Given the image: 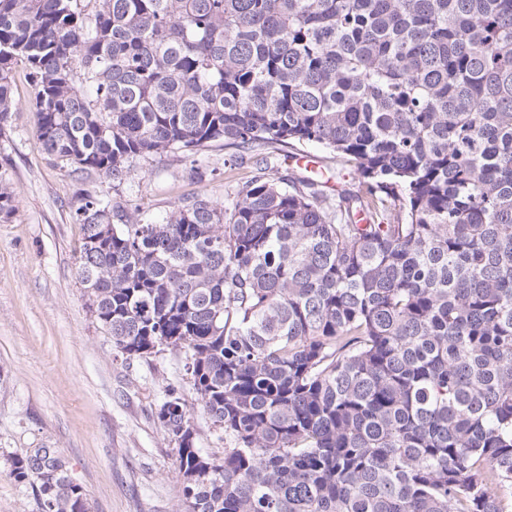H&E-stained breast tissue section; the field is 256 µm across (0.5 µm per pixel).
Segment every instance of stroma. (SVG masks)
I'll list each match as a JSON object with an SVG mask.
<instances>
[{
    "label": "stroma",
    "mask_w": 512,
    "mask_h": 512,
    "mask_svg": "<svg viewBox=\"0 0 512 512\" xmlns=\"http://www.w3.org/2000/svg\"><path fill=\"white\" fill-rule=\"evenodd\" d=\"M13 108L0 131V181L14 212L0 221V512H38L31 488L8 475L11 457L59 449L89 512H183L174 444L156 418L181 362L163 352L127 361L88 307L75 277L81 198L120 200L130 217L159 220L181 196L231 200L252 159L225 165L223 143L205 152V179L189 160L142 161L121 187L47 160L37 137L32 82L11 74Z\"/></svg>",
    "instance_id": "obj_1"
}]
</instances>
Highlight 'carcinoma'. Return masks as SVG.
Segmentation results:
<instances>
[{"instance_id": "1", "label": "carcinoma", "mask_w": 512, "mask_h": 512, "mask_svg": "<svg viewBox=\"0 0 512 512\" xmlns=\"http://www.w3.org/2000/svg\"><path fill=\"white\" fill-rule=\"evenodd\" d=\"M47 157L115 187L135 162L252 152L231 203L155 221L84 198L75 275L126 360L168 351L185 512H509L512 0H0ZM351 167L336 192L284 148ZM0 181V220L14 210ZM9 475L88 512L57 448ZM303 151H297V153L301 155H295L289 154L291 156H294V158H289L286 161H283L282 159V171L285 169L288 171H294V172H300V169L296 166V158H301V156H307L304 157L305 160H312L314 165L318 166L317 169L319 172L323 173V179L326 180L328 177H330V182L328 186L336 185V159H333L332 156L323 149H321L318 146L309 145L305 148H303Z\"/></svg>"}]
</instances>
